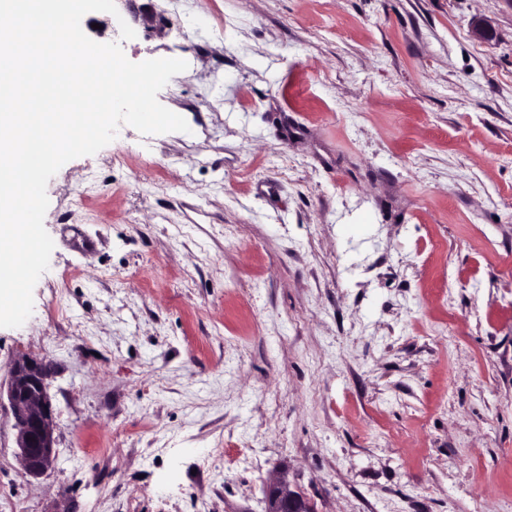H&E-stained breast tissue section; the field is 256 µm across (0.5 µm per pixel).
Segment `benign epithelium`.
<instances>
[{
  "mask_svg": "<svg viewBox=\"0 0 512 512\" xmlns=\"http://www.w3.org/2000/svg\"><path fill=\"white\" fill-rule=\"evenodd\" d=\"M49 372L35 359L21 358L9 374L6 396L17 429V455L25 473L38 477L47 472L56 458L55 415L48 394ZM265 512H317L309 498L290 488L288 482L270 483L265 491Z\"/></svg>",
  "mask_w": 512,
  "mask_h": 512,
  "instance_id": "obj_1",
  "label": "benign epithelium"
}]
</instances>
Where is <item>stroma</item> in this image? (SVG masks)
<instances>
[{
	"instance_id": "stroma-1",
	"label": "stroma",
	"mask_w": 512,
	"mask_h": 512,
	"mask_svg": "<svg viewBox=\"0 0 512 512\" xmlns=\"http://www.w3.org/2000/svg\"><path fill=\"white\" fill-rule=\"evenodd\" d=\"M186 133L49 180L57 460L0 512H512V0H118ZM136 36L121 40L120 23ZM487 37L480 38L476 29ZM264 512H317L309 498L290 488L285 480L270 483L265 491Z\"/></svg>"
}]
</instances>
